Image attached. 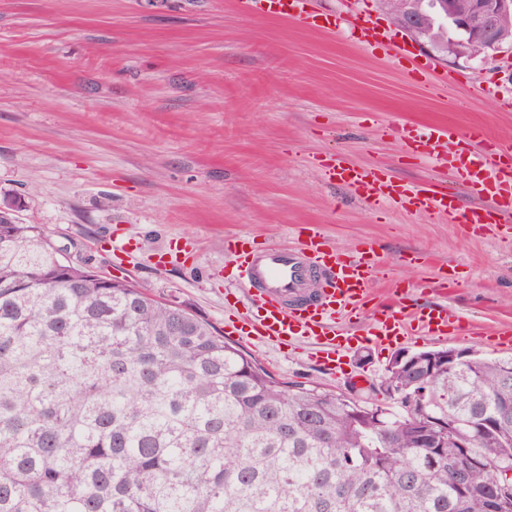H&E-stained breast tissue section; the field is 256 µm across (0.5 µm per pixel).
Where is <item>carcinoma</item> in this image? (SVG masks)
<instances>
[{
	"mask_svg": "<svg viewBox=\"0 0 512 512\" xmlns=\"http://www.w3.org/2000/svg\"><path fill=\"white\" fill-rule=\"evenodd\" d=\"M394 363L404 401L282 381L206 320L0 224V512H512V356ZM466 472L463 495L448 459Z\"/></svg>",
	"mask_w": 512,
	"mask_h": 512,
	"instance_id": "1",
	"label": "carcinoma"
}]
</instances>
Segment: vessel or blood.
Listing matches in <instances>:
<instances>
[{
  "label": "vessel or blood",
  "instance_id": "b4317fda",
  "mask_svg": "<svg viewBox=\"0 0 512 512\" xmlns=\"http://www.w3.org/2000/svg\"><path fill=\"white\" fill-rule=\"evenodd\" d=\"M307 4L308 0H240L241 7L256 16L293 21L313 31L338 30L335 17L311 11ZM358 31V43L389 59L409 61L412 73L434 91L444 93L460 86L459 74L438 71L432 61L418 60L375 20L364 19ZM390 133L412 145L414 152L432 155L436 167L456 168L477 198V206L458 207L454 196L433 182L409 187L392 181L382 166L348 167L337 155L318 161L317 166L327 177H339L374 208L393 202L408 212L462 225L471 234L489 224L512 226V166L498 160L505 151L501 140L484 129H472L471 137L483 141L484 150L465 157L454 151L459 133L447 125H428L421 138L404 124L391 126ZM224 250L235 277L248 290L253 309L252 315L236 321L239 336L278 345L303 338L321 358L332 359L340 350L359 344L392 347L411 338L444 340L461 325L457 312L445 304L411 308L399 301L391 307L374 302L380 262L372 248L345 256L317 231L296 246L260 244L251 237L235 236L225 239ZM353 318L366 321L355 336L339 327L340 320Z\"/></svg>",
  "mask_w": 512,
  "mask_h": 512
}]
</instances>
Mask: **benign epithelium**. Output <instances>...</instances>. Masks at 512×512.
Returning <instances> with one entry per match:
<instances>
[{
    "label": "benign epithelium",
    "instance_id": "7a95c632",
    "mask_svg": "<svg viewBox=\"0 0 512 512\" xmlns=\"http://www.w3.org/2000/svg\"><path fill=\"white\" fill-rule=\"evenodd\" d=\"M504 17H512V0H470L462 12L453 0H425L403 13L400 28L427 40L438 25L446 23L455 36L448 38L442 52L453 55L467 49L473 56L494 58L512 51V31L500 27Z\"/></svg>",
    "mask_w": 512,
    "mask_h": 512
}]
</instances>
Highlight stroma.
<instances>
[{
  "label": "stroma",
  "instance_id": "obj_1",
  "mask_svg": "<svg viewBox=\"0 0 512 512\" xmlns=\"http://www.w3.org/2000/svg\"><path fill=\"white\" fill-rule=\"evenodd\" d=\"M309 7L391 22L379 0ZM413 50L460 72L463 86L434 92L346 32L248 16L237 0H0V201L18 202V222L40 225L56 244L77 243L101 274L219 331L225 316L250 311L225 238L295 246L301 226L315 224L340 253L375 245L379 298L397 281L405 305H448L463 329L447 346L501 357L487 339L512 327V239L372 208L315 166L337 152L350 167H386L396 182L441 180L460 206L475 205L455 169H436L388 128L481 126L512 141V112L480 91L512 89V61ZM414 252L430 262L405 265ZM445 276L457 287L431 292ZM238 344L284 380L338 392L379 384L399 352L438 346L352 347L337 375L302 340Z\"/></svg>",
  "mask_w": 512,
  "mask_h": 512
}]
</instances>
